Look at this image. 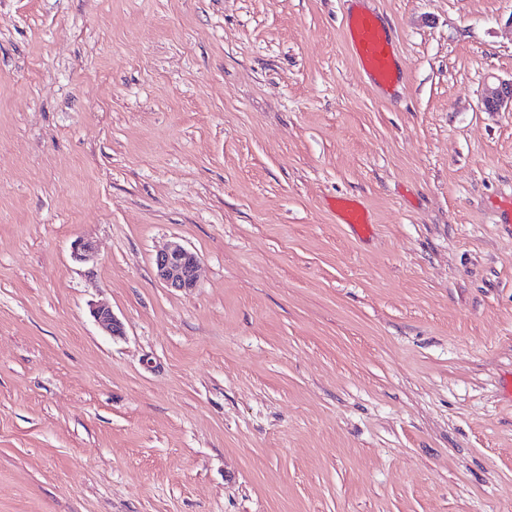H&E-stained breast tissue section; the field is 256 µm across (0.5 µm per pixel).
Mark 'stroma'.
<instances>
[{
  "mask_svg": "<svg viewBox=\"0 0 512 512\" xmlns=\"http://www.w3.org/2000/svg\"><path fill=\"white\" fill-rule=\"evenodd\" d=\"M510 79L512 0H0V512H512ZM347 37L356 59L379 83L393 79L395 50L373 17L358 14L350 17ZM482 104L488 112H500L502 109L512 112V79L487 87ZM157 278L167 287L190 292L196 287L199 257L179 243H172L154 258ZM97 325L111 336H122L124 333L122 323L115 317L112 309L106 306H96L91 311Z\"/></svg>",
  "mask_w": 512,
  "mask_h": 512,
  "instance_id": "35a3bbf8",
  "label": "stroma"
}]
</instances>
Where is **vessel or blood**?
<instances>
[{"mask_svg": "<svg viewBox=\"0 0 512 512\" xmlns=\"http://www.w3.org/2000/svg\"><path fill=\"white\" fill-rule=\"evenodd\" d=\"M347 37L356 59L379 83L393 79L395 50L373 17L366 14L351 16Z\"/></svg>", "mask_w": 512, "mask_h": 512, "instance_id": "1", "label": "vessel or blood"}]
</instances>
